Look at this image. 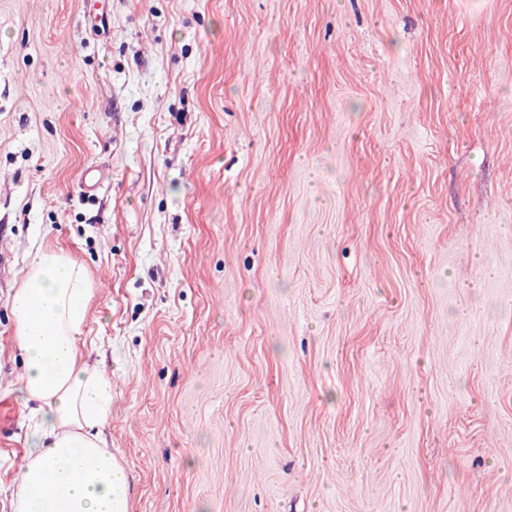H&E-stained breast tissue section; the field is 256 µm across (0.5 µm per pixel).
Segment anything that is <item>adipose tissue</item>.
Returning <instances> with one entry per match:
<instances>
[{"instance_id": "ef3b65f1", "label": "adipose tissue", "mask_w": 512, "mask_h": 512, "mask_svg": "<svg viewBox=\"0 0 512 512\" xmlns=\"http://www.w3.org/2000/svg\"><path fill=\"white\" fill-rule=\"evenodd\" d=\"M92 282L75 260L36 251L11 298L24 371L18 391L33 404L16 512H130L128 474L102 430L112 418V378L80 347Z\"/></svg>"}]
</instances>
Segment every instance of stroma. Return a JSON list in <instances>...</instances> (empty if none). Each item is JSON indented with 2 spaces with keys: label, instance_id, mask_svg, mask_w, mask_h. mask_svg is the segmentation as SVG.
<instances>
[{
  "label": "stroma",
  "instance_id": "35a3bbf8",
  "mask_svg": "<svg viewBox=\"0 0 512 512\" xmlns=\"http://www.w3.org/2000/svg\"><path fill=\"white\" fill-rule=\"evenodd\" d=\"M39 248L130 512H512V0H0V512Z\"/></svg>",
  "mask_w": 512,
  "mask_h": 512
}]
</instances>
